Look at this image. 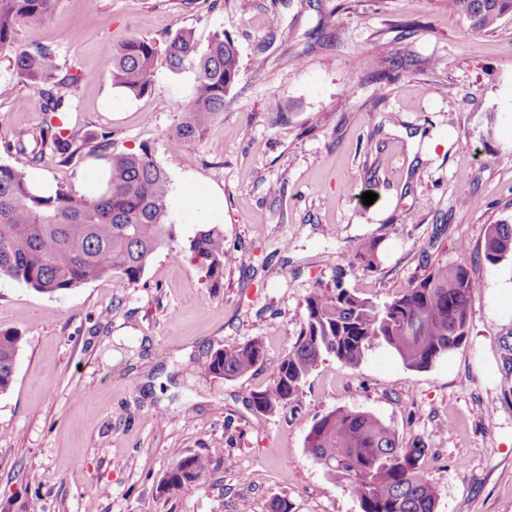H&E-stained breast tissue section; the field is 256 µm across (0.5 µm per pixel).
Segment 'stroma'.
<instances>
[{
	"label": "stroma",
	"instance_id": "obj_1",
	"mask_svg": "<svg viewBox=\"0 0 512 512\" xmlns=\"http://www.w3.org/2000/svg\"><path fill=\"white\" fill-rule=\"evenodd\" d=\"M183 30L202 45L224 32L240 60L203 139L171 150L194 76L162 62L147 95L103 77L78 85L67 114L113 152L148 149L169 177L175 238L130 286L47 295L0 277V331L20 338L0 394V512H270L278 500L360 512L305 448L337 408L425 443L436 512H512V260L484 259L488 226L512 222V14L475 32L448 0H58L49 20L18 25L15 44L52 45L70 72H95L104 48ZM397 58L378 91L373 72ZM44 119L0 51V163H16L4 143ZM97 162L49 155L39 170L76 195ZM207 212L243 258L216 287L174 257ZM373 240L377 268H347V286L382 303L424 261L465 265L477 283L467 340L422 371L382 347L356 367L327 358L295 409L257 415L249 400L272 388L305 298ZM252 338L265 347L252 373L209 372L213 351ZM208 448L231 466L158 493L174 452Z\"/></svg>",
	"mask_w": 512,
	"mask_h": 512
}]
</instances>
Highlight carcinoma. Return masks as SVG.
Returning <instances> with one entry per match:
<instances>
[{
  "label": "carcinoma",
  "mask_w": 512,
  "mask_h": 512,
  "mask_svg": "<svg viewBox=\"0 0 512 512\" xmlns=\"http://www.w3.org/2000/svg\"><path fill=\"white\" fill-rule=\"evenodd\" d=\"M57 0H0V50L14 44L18 20L49 19ZM476 32L494 29L512 13V0H449ZM164 61L179 72L195 74L192 98L184 120L171 137V147L204 136L224 111V100L239 75L233 41L216 32L199 48L191 32L160 39L133 38L108 49L98 72L75 74L63 69L56 49L47 44L15 50L13 71L36 98L42 111L59 116L70 108L68 90L102 75L131 97H141L153 85L155 66ZM91 152L107 163L102 193L93 198L75 196L56 187L44 193L28 179L49 152L67 163L90 139L77 130L69 133L49 120L38 132L19 135L6 146L20 159L0 163V276L42 294L54 295L117 273L125 285L141 279L148 263L165 241L175 236L167 223L168 178L148 150L110 151L108 135ZM224 250V232L207 224L190 241V261L215 283L234 265ZM512 257V224L488 228L484 258L492 266ZM355 260L366 270L378 265V243L359 246ZM476 282L462 264H430L401 293L381 305L345 288L342 274L333 286L311 292L304 303V322L296 342L282 360L269 391L252 396L253 409L270 415L293 406L309 376L328 357L345 366H359L375 346H384L410 370L430 368L459 348L470 332L469 302ZM20 339L0 332V394L14 377ZM262 342L214 351L210 373L226 380L250 374L263 360ZM305 448L325 471L347 483L360 502L361 512H435L439 490L424 470L425 445H404L396 432L377 416L335 409L315 419ZM230 465L218 448L204 453H182L158 485L172 495L184 486L200 483L220 465Z\"/></svg>",
  "instance_id": "cac0c4a2"
}]
</instances>
